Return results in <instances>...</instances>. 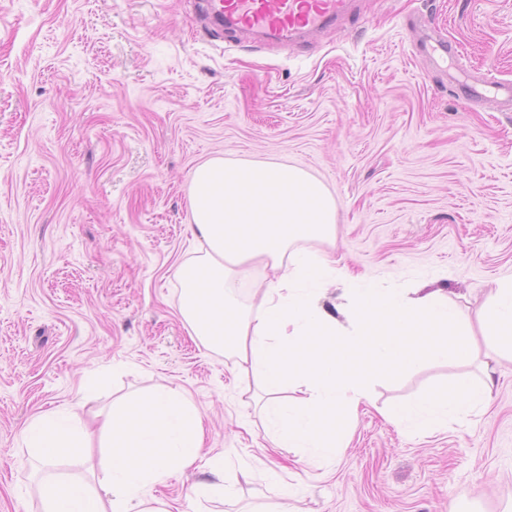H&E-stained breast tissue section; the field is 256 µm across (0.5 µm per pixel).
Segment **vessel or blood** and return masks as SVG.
I'll return each mask as SVG.
<instances>
[{
	"label": "vessel or blood",
	"mask_w": 512,
	"mask_h": 512,
	"mask_svg": "<svg viewBox=\"0 0 512 512\" xmlns=\"http://www.w3.org/2000/svg\"><path fill=\"white\" fill-rule=\"evenodd\" d=\"M353 0H206L209 12L226 28L245 29L273 39L285 40L302 33H323L352 11ZM419 55L435 65L460 54L457 45L445 40L420 38ZM464 93L474 99L486 95L512 101V81L482 78L464 86Z\"/></svg>",
	"instance_id": "obj_1"
}]
</instances>
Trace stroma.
Returning <instances> with one entry per match:
<instances>
[{
  "label": "stroma",
  "mask_w": 512,
  "mask_h": 512,
  "mask_svg": "<svg viewBox=\"0 0 512 512\" xmlns=\"http://www.w3.org/2000/svg\"><path fill=\"white\" fill-rule=\"evenodd\" d=\"M355 13L264 42L212 24L204 0H0V512H41L27 421H88L163 387L186 390L205 428L196 463L151 490L171 512H193L215 455L235 489L222 512L512 506V361L482 345L374 380L320 465L273 445L260 390L180 312L178 271L198 255L192 174L215 157L324 184L336 227L310 246L342 272L324 308L426 283L472 320L512 276V108L458 91L512 80V0H355ZM409 18L458 43L459 64L424 61ZM489 361L482 415L418 434L386 420Z\"/></svg>",
  "instance_id": "stroma-1"
}]
</instances>
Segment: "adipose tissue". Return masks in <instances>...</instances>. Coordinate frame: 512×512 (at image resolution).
Listing matches in <instances>:
<instances>
[{
  "label": "adipose tissue",
  "instance_id": "1",
  "mask_svg": "<svg viewBox=\"0 0 512 512\" xmlns=\"http://www.w3.org/2000/svg\"><path fill=\"white\" fill-rule=\"evenodd\" d=\"M193 232L202 244L182 269L181 314L197 336L235 357L241 375L257 381L261 412L280 448L306 461L335 458L342 430L367 400L373 379L425 361L465 355L473 331L438 289L366 288L351 296L343 326L318 306V289L336 277L328 255L299 248L331 234L333 203L307 172L277 163L214 158L191 182ZM269 268L256 304L241 308L235 288L252 266ZM496 358L512 359V278L488 289L478 312ZM495 369L477 381L435 390L395 406L388 419L414 434L471 416L488 404ZM204 429L183 390L166 388L112 408L100 428V474L74 479L53 461L81 453L87 433L57 411L33 418L22 439L49 471L39 487L42 512H169L147 487L198 459Z\"/></svg>",
  "mask_w": 512,
  "mask_h": 512
}]
</instances>
